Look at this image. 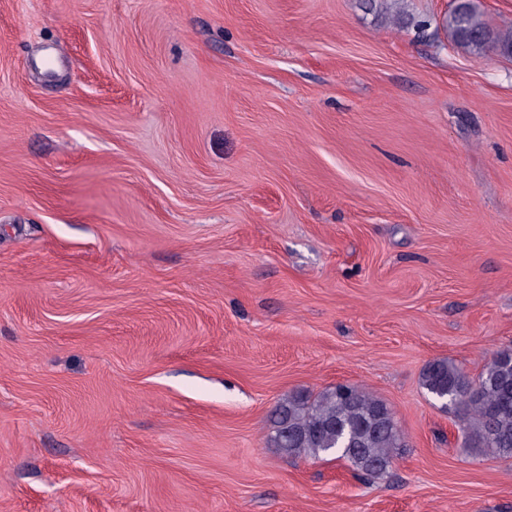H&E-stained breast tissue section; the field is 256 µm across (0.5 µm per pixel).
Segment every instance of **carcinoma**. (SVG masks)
Returning <instances> with one entry per match:
<instances>
[{"mask_svg":"<svg viewBox=\"0 0 512 512\" xmlns=\"http://www.w3.org/2000/svg\"><path fill=\"white\" fill-rule=\"evenodd\" d=\"M375 17L402 26H422L405 0H361ZM454 42L481 54L488 49L512 56V30L496 31L474 0H460L444 20ZM422 386L460 415L462 447L486 457H512V351L494 354L472 379L459 366L439 360L421 374ZM271 442L289 456H332L365 479L389 471L403 438L393 413L380 398L351 385L315 396L298 394L280 401L272 414Z\"/></svg>","mask_w":512,"mask_h":512,"instance_id":"carcinoma-1","label":"carcinoma"}]
</instances>
